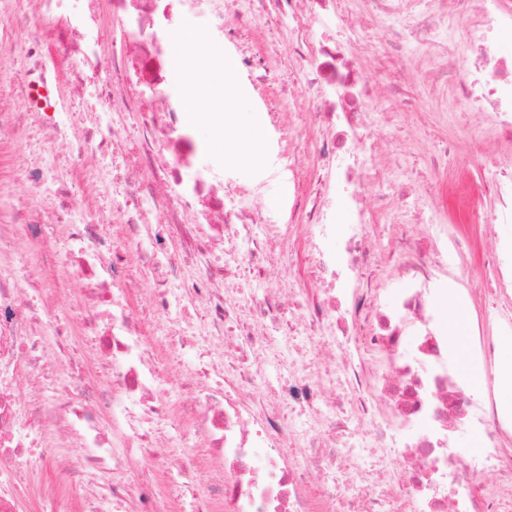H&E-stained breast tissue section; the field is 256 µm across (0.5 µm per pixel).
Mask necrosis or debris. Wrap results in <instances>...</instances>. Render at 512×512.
Returning <instances> with one entry per match:
<instances>
[{
  "mask_svg": "<svg viewBox=\"0 0 512 512\" xmlns=\"http://www.w3.org/2000/svg\"><path fill=\"white\" fill-rule=\"evenodd\" d=\"M159 2L112 0L128 17L116 54L79 39L97 28L100 0H83L50 27L71 91L86 98L84 124H70L62 108L27 107L24 81L15 88L20 111L0 107V145L18 153L34 129L68 149L99 139L102 168L126 197L108 216L66 192L35 193L0 218V512H125L130 502L137 512H512V417L493 389L477 391L435 313L462 253L458 238L441 231L421 242L403 225L388 241L402 288L385 301L363 281L379 263L365 208L378 173L362 161L373 146L359 62L340 46L303 55L310 118L323 130L321 166L349 199L344 219L320 205L309 213L321 289L299 297L287 275L257 298L237 272L257 256L283 255L284 241L276 225L227 202L223 175L195 166L206 147L177 100L161 92L145 103L138 163L112 161V112L125 89L164 81L153 65L170 38L157 25ZM462 45L472 74L466 109L512 140V53L464 25L448 48ZM25 155L29 180L49 182L43 156ZM119 239L131 256L115 251ZM135 266L147 278L134 276ZM74 281L84 284L75 307L94 339L80 359L51 300ZM144 291L161 311L184 298L202 306L183 312L169 349L144 334ZM286 309L297 321L283 328ZM359 339L373 359L337 352ZM170 352L191 357L174 383ZM278 361L288 375L275 380ZM21 377L30 390L17 396L10 387ZM355 421L370 424L369 437L354 436ZM464 430L480 447L460 442ZM63 448L80 454L61 460ZM200 468L209 481L198 489L191 478ZM149 471L181 476L184 494L146 479ZM36 473L49 486L37 500Z\"/></svg>",
  "mask_w": 512,
  "mask_h": 512,
  "instance_id": "4bbe7bcc",
  "label": "necrosis or debris"
}]
</instances>
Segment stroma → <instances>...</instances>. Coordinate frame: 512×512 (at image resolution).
<instances>
[{"label":"stroma","instance_id":"obj_1","mask_svg":"<svg viewBox=\"0 0 512 512\" xmlns=\"http://www.w3.org/2000/svg\"><path fill=\"white\" fill-rule=\"evenodd\" d=\"M209 18V6L200 0L189 21L203 41L233 62L242 95L236 115L218 126H195L194 131L208 143L210 162L230 179L239 204L258 206L264 221L279 225L300 295H311L315 289L306 243L310 208L316 203L346 202L331 174L321 168L320 131L309 119L299 47L308 27L312 49H319L324 41L345 42L366 78L377 86L370 125L385 140L375 158L383 173L374 190L380 199L374 228L379 284L390 290L401 285L386 247L388 235L404 224L448 227L469 254L463 280L453 291L470 311L473 328L499 336L490 293L497 275L482 264L484 227L493 225L498 238L512 241V223H498L494 196L486 188L501 168L512 165V145L500 142L495 152L486 153L484 144L493 139V132L487 131L484 120L466 119L459 96L460 85L470 79L464 51H457L451 61L450 80H434L432 74L441 63L435 49L399 35L400 19L373 16L368 0H337L334 9L314 17L289 12L288 0H231L224 10L223 29L213 27ZM147 97L145 87H133L127 93V109L114 116L113 124L122 136L117 158H137L142 148L139 108ZM269 116L275 125L266 135L260 161L243 165L228 160L224 142L239 140ZM444 140L456 148L445 159L437 152ZM30 145L53 161L69 191L82 197L89 209L108 212L112 201L120 198V187L105 186L77 153L36 137ZM461 179L485 190L478 204L480 223L459 221L447 203L449 187Z\"/></svg>","mask_w":512,"mask_h":512}]
</instances>
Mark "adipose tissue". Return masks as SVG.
<instances>
[{
  "instance_id": "1",
  "label": "adipose tissue",
  "mask_w": 512,
  "mask_h": 512,
  "mask_svg": "<svg viewBox=\"0 0 512 512\" xmlns=\"http://www.w3.org/2000/svg\"><path fill=\"white\" fill-rule=\"evenodd\" d=\"M174 51L182 72L183 112L188 124H196L217 111L220 103L213 99L214 89H223V101L228 103L239 97L231 64L221 62L218 50L200 41L191 26H184L176 34Z\"/></svg>"
}]
</instances>
